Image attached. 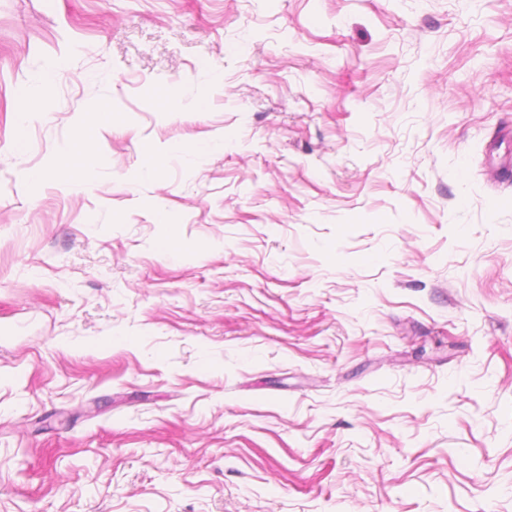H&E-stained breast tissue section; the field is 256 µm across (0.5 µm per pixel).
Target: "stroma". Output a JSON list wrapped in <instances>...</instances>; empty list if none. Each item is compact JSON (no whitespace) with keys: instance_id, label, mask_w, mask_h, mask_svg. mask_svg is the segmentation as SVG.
<instances>
[{"instance_id":"35a3bbf8","label":"stroma","mask_w":512,"mask_h":512,"mask_svg":"<svg viewBox=\"0 0 512 512\" xmlns=\"http://www.w3.org/2000/svg\"><path fill=\"white\" fill-rule=\"evenodd\" d=\"M510 164L512 0H0V512H512ZM64 70L65 63L60 60L47 63L35 78L34 92L25 89L18 95L22 107L20 112L17 113V124L20 130L25 128L29 114L23 108L29 101L50 99ZM98 164L97 155L91 143L81 140L55 160L51 169L27 171L26 176L33 183L40 182L48 176L76 177L91 172Z\"/></svg>"}]
</instances>
